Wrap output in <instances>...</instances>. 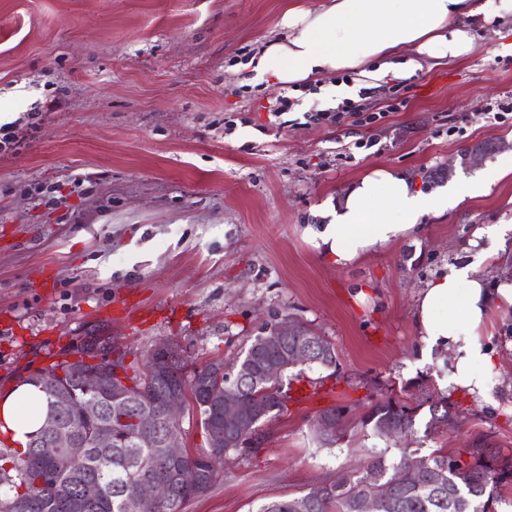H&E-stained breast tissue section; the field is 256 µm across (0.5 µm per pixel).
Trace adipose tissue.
Wrapping results in <instances>:
<instances>
[{
  "instance_id": "1",
  "label": "adipose tissue",
  "mask_w": 512,
  "mask_h": 512,
  "mask_svg": "<svg viewBox=\"0 0 512 512\" xmlns=\"http://www.w3.org/2000/svg\"><path fill=\"white\" fill-rule=\"evenodd\" d=\"M510 17L512 0H322L315 9L291 6L280 21L284 37L265 46L251 65L249 82L271 77L288 86L336 71L369 86L390 74L407 79L431 60L461 58L473 50L475 35L466 19L492 25ZM510 173L512 156L504 155L481 176L428 194L403 175L379 168L327 206L330 223L307 227L305 235L336 265L348 266L417 233L423 215L448 212ZM492 256L481 247L474 260L446 265L420 290L415 309L422 357L451 353L449 388L481 398L488 394L495 362L479 336L493 304L512 307V281L492 287L477 272V264ZM46 413L45 396L35 385L1 393L0 442L25 452Z\"/></svg>"
}]
</instances>
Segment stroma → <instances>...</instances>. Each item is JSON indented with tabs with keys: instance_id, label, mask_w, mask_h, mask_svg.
I'll use <instances>...</instances> for the list:
<instances>
[{
	"instance_id": "35a3bbf8",
	"label": "stroma",
	"mask_w": 512,
	"mask_h": 512,
	"mask_svg": "<svg viewBox=\"0 0 512 512\" xmlns=\"http://www.w3.org/2000/svg\"><path fill=\"white\" fill-rule=\"evenodd\" d=\"M292 1L320 2L0 0V124L28 121L0 149V391L88 336L130 362L167 343L190 366L229 364L292 316L336 349L338 376L292 381L261 452L229 460L181 512H257L370 455L398 459V442L351 423L320 444L315 413L420 374L431 394L447 392L449 361L416 362L419 290L470 260L488 226L512 244V173L349 266L303 235L377 168L429 193L512 152V20L479 30L464 59L351 94L382 120L309 123L315 103L302 98L281 126L268 108L287 88L247 85L242 56L281 35ZM491 142L499 153L462 165L464 150ZM492 323L480 338L497 357L487 398L454 394L459 426L415 439L418 457L481 436L512 455V309Z\"/></svg>"
}]
</instances>
